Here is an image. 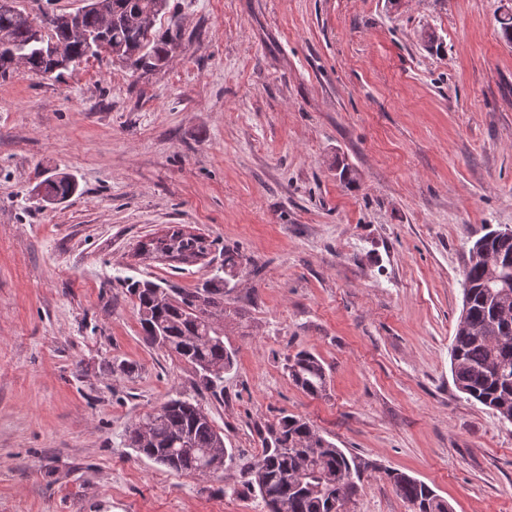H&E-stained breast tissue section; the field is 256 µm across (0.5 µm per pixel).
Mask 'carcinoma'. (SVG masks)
I'll use <instances>...</instances> for the list:
<instances>
[{
  "label": "carcinoma",
  "instance_id": "obj_1",
  "mask_svg": "<svg viewBox=\"0 0 512 512\" xmlns=\"http://www.w3.org/2000/svg\"><path fill=\"white\" fill-rule=\"evenodd\" d=\"M168 0H89L81 16L84 32L98 33L107 27V39L88 44L77 38L68 24L53 12L43 13L40 25L49 28L38 39L17 11L0 10V58L7 51L23 54L24 66L36 75L54 69L56 76L73 63L103 52L136 70L152 71L167 62L179 48L181 26L171 16L164 33L155 30L166 14ZM48 200L62 202L77 190L75 179L65 173L44 179ZM155 252L183 261L204 253L198 237L177 226L151 241ZM490 254L512 259V237H496ZM242 266V256L224 250V275H215L200 288H164L152 281L127 279L135 296L145 340L168 355L190 365L198 375V387L210 391L233 369L235 352L224 345L220 326L189 311L195 301H204L212 315H224L227 276ZM469 296L467 320L481 329L465 336L456 330L451 347L452 374L456 387L469 399L491 409L499 419H512V283L489 280L482 260H469L462 281ZM292 381L306 394L320 397L326 391V369L313 353L301 350L288 358ZM130 446L153 462L180 474L211 475L224 472L231 457L224 434L196 403L177 398L132 425ZM373 465L346 453L304 418L284 416L264 440L261 454L245 469L246 484L258 493L267 512H331L329 502L344 499L342 480L352 473L361 480ZM396 493L411 512H452L447 502L426 483L402 472H386Z\"/></svg>",
  "mask_w": 512,
  "mask_h": 512
}]
</instances>
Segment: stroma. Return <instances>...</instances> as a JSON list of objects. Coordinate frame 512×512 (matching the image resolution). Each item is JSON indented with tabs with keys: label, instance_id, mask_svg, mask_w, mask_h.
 <instances>
[{
	"label": "stroma",
	"instance_id": "stroma-1",
	"mask_svg": "<svg viewBox=\"0 0 512 512\" xmlns=\"http://www.w3.org/2000/svg\"><path fill=\"white\" fill-rule=\"evenodd\" d=\"M512 0H169L182 46L142 73L104 54L0 81V512H266L243 472L308 420L376 463L351 512H512V424L454 384L472 243L512 227ZM78 188L47 204L36 186ZM178 226L193 263L139 251ZM225 295L224 396L144 339L125 281ZM322 360L327 394L288 376ZM197 400L232 454L177 474L130 426ZM45 183H47L50 188L47 200L52 202H62L71 197L77 190L75 179L65 173L56 174L54 177H47L40 182L39 187ZM288 373L292 381L309 396L321 397L326 391V369L313 353L301 350L288 358ZM396 493L409 506L412 512H452L447 502L426 483L402 472L387 471Z\"/></svg>",
	"mask_w": 512,
	"mask_h": 512
}]
</instances>
